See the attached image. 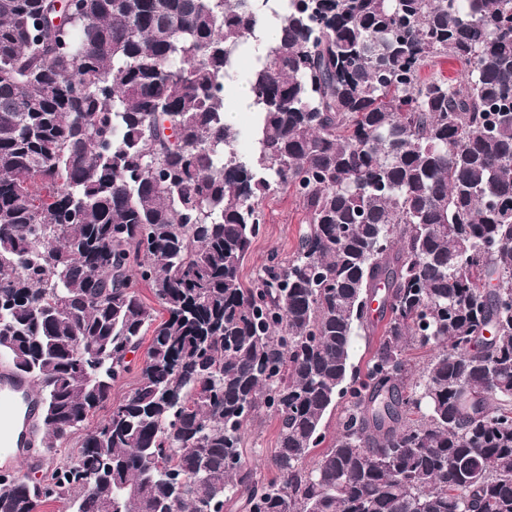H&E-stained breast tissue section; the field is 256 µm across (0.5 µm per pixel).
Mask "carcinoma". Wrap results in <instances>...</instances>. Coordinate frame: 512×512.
Segmentation results:
<instances>
[{
	"label": "carcinoma",
	"instance_id": "1",
	"mask_svg": "<svg viewBox=\"0 0 512 512\" xmlns=\"http://www.w3.org/2000/svg\"><path fill=\"white\" fill-rule=\"evenodd\" d=\"M267 7L0 0V345L49 454L42 482L0 479V512H512V0ZM248 37L241 157L224 90ZM441 56L464 73L424 74ZM288 188L307 230L248 286ZM260 412L279 481L242 458Z\"/></svg>",
	"mask_w": 512,
	"mask_h": 512
}]
</instances>
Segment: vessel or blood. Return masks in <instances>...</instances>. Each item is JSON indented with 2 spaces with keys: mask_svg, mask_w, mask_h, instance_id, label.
<instances>
[{
  "mask_svg": "<svg viewBox=\"0 0 512 512\" xmlns=\"http://www.w3.org/2000/svg\"><path fill=\"white\" fill-rule=\"evenodd\" d=\"M38 389L33 381L17 376L0 365V476L13 475L31 430L40 415Z\"/></svg>",
  "mask_w": 512,
  "mask_h": 512,
  "instance_id": "obj_1",
  "label": "vessel or blood"
}]
</instances>
